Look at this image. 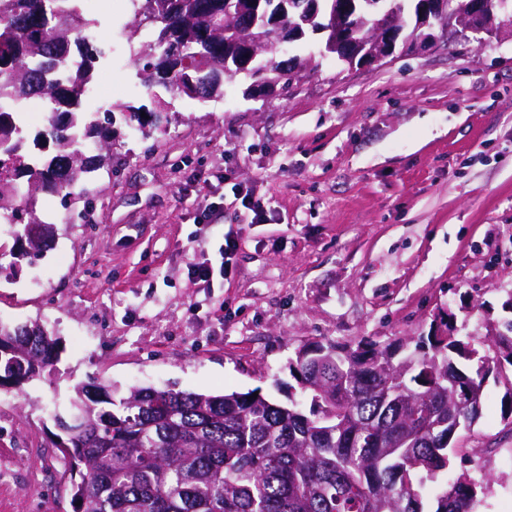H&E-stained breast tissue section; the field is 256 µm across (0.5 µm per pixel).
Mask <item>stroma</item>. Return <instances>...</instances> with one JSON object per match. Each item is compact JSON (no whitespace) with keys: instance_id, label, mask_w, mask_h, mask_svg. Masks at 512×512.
<instances>
[{"instance_id":"35a3bbf8","label":"stroma","mask_w":512,"mask_h":512,"mask_svg":"<svg viewBox=\"0 0 512 512\" xmlns=\"http://www.w3.org/2000/svg\"><path fill=\"white\" fill-rule=\"evenodd\" d=\"M116 49L94 67L82 108L147 103L132 0H88ZM288 88L248 78L201 103L172 97L166 130L124 131L112 158L69 200L38 194L56 233L0 267V322H40L59 341L54 370L0 388V512H75L70 464L51 416L95 381L286 401L288 359L310 341L428 335L443 313L460 336L490 334L512 294V36L486 46L451 34L419 54L346 68L315 42ZM264 204L248 224L235 189ZM239 246L226 275L225 234ZM41 275V287L30 285ZM458 444L493 475L475 512H512L505 377Z\"/></svg>"}]
</instances>
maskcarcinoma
Listing matches in <instances>:
<instances>
[{"instance_id": "obj_1", "label": "carcinoma", "mask_w": 512, "mask_h": 512, "mask_svg": "<svg viewBox=\"0 0 512 512\" xmlns=\"http://www.w3.org/2000/svg\"><path fill=\"white\" fill-rule=\"evenodd\" d=\"M128 37L151 24L156 38L134 53L136 77L152 96L149 107L117 105L99 115L80 110L92 86L98 46L84 41L93 23L82 0H0V95H40L51 103L48 124L35 141L53 154L26 149L18 121L0 112V213L22 225L16 242L38 223L29 205L39 192L64 198L87 174L110 160L115 113L131 131L159 127L166 94L181 93L182 61L200 56L201 101L224 93V0H141ZM422 0H356L362 17L356 38L370 48L381 15L400 17L399 41L427 34L419 24ZM210 39H202V32ZM71 56L78 69L65 66ZM246 78L289 84L288 66L257 55ZM455 315L439 318L426 336L381 343L371 339L298 346L292 376L310 399L309 411L253 392L222 395L133 387L114 398L94 382L80 385L66 414L54 419L60 445L78 469L72 484L77 512H474L478 490L491 480L480 457L456 448L480 419L485 383L512 366V320L489 336L454 335ZM58 360V341L39 324L0 323V375L24 367L22 386ZM468 466L448 481L454 459Z\"/></svg>"}]
</instances>
